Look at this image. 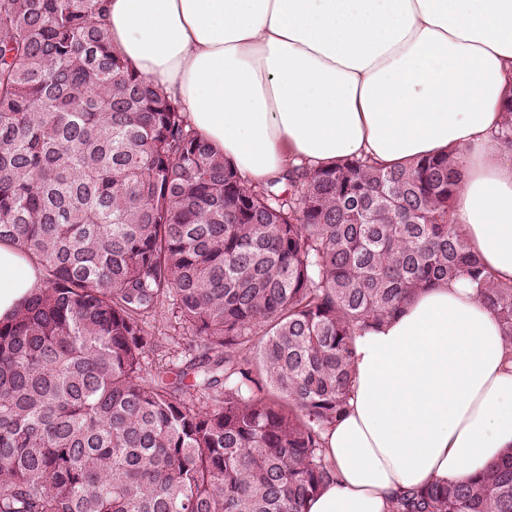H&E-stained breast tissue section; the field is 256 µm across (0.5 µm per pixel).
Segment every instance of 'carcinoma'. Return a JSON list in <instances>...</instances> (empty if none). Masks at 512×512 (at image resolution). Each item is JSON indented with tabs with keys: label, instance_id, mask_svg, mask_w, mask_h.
Segmentation results:
<instances>
[{
	"label": "carcinoma",
	"instance_id": "cac0c4a2",
	"mask_svg": "<svg viewBox=\"0 0 512 512\" xmlns=\"http://www.w3.org/2000/svg\"><path fill=\"white\" fill-rule=\"evenodd\" d=\"M101 0H0V242L43 268L0 322V512H305L355 331L464 276L456 153L245 185L110 46ZM496 136L512 151V94ZM188 363L152 366L148 318ZM389 512H512V450Z\"/></svg>",
	"mask_w": 512,
	"mask_h": 512
}]
</instances>
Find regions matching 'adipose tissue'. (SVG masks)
Segmentation results:
<instances>
[{
	"mask_svg": "<svg viewBox=\"0 0 512 512\" xmlns=\"http://www.w3.org/2000/svg\"><path fill=\"white\" fill-rule=\"evenodd\" d=\"M111 47L182 108L249 185L348 157L401 166L456 151L449 211L512 282V154L494 134L512 93V0H103ZM0 243V321L42 284ZM332 478L308 512H388L512 448V345L463 278L355 332Z\"/></svg>",
	"mask_w": 512,
	"mask_h": 512,
	"instance_id": "ef3b65f1",
	"label": "adipose tissue"
}]
</instances>
